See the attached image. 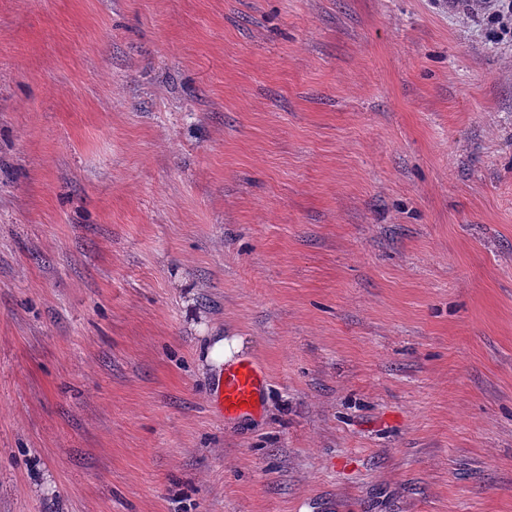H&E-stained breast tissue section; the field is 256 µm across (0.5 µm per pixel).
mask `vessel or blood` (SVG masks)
Masks as SVG:
<instances>
[{
    "label": "vessel or blood",
    "mask_w": 512,
    "mask_h": 512,
    "mask_svg": "<svg viewBox=\"0 0 512 512\" xmlns=\"http://www.w3.org/2000/svg\"><path fill=\"white\" fill-rule=\"evenodd\" d=\"M268 386L269 376L256 359L244 355L236 357L225 363L217 377L214 408L228 419L260 414Z\"/></svg>",
    "instance_id": "vessel-or-blood-1"
}]
</instances>
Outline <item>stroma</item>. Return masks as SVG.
<instances>
[{"mask_svg": "<svg viewBox=\"0 0 512 512\" xmlns=\"http://www.w3.org/2000/svg\"><path fill=\"white\" fill-rule=\"evenodd\" d=\"M0 512H512V37L0 0ZM269 376L253 357L239 356L224 363L217 377L213 403L224 420L260 414L265 405Z\"/></svg>", "mask_w": 512, "mask_h": 512, "instance_id": "35a3bbf8", "label": "stroma"}]
</instances>
